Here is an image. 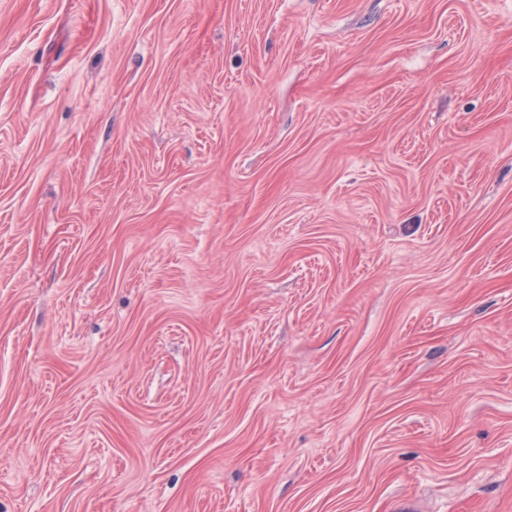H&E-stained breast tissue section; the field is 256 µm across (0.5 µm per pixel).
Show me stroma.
I'll list each match as a JSON object with an SVG mask.
<instances>
[{"instance_id":"35a3bbf8","label":"stroma","mask_w":512,"mask_h":512,"mask_svg":"<svg viewBox=\"0 0 512 512\" xmlns=\"http://www.w3.org/2000/svg\"><path fill=\"white\" fill-rule=\"evenodd\" d=\"M0 512H512V0H0Z\"/></svg>"}]
</instances>
